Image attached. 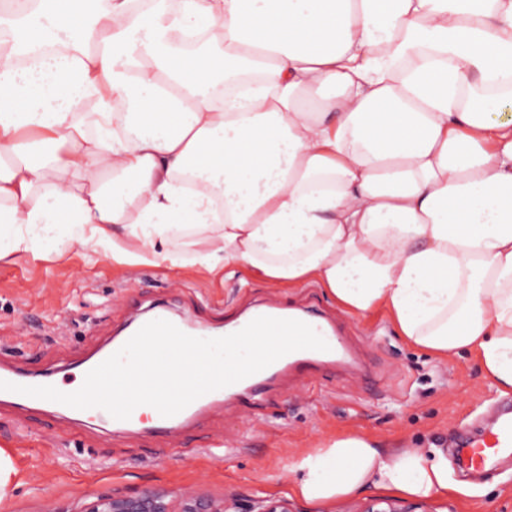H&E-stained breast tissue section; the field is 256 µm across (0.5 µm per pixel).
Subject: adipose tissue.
<instances>
[{"instance_id":"ef3b65f1","label":"adipose tissue","mask_w":512,"mask_h":512,"mask_svg":"<svg viewBox=\"0 0 512 512\" xmlns=\"http://www.w3.org/2000/svg\"><path fill=\"white\" fill-rule=\"evenodd\" d=\"M133 2L0 15V261L177 266L189 232L204 271L318 282L512 393V0ZM288 470L312 503L451 489L358 434Z\"/></svg>"}]
</instances>
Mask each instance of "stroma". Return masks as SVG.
<instances>
[{
  "mask_svg": "<svg viewBox=\"0 0 512 512\" xmlns=\"http://www.w3.org/2000/svg\"><path fill=\"white\" fill-rule=\"evenodd\" d=\"M165 303L186 326L221 327L255 306L310 308L340 324L358 360L374 363L367 385L351 368L322 369L273 387L261 406L236 400L176 439L116 434L108 422H73L57 407L0 409V448L18 471L0 512H79L112 490L162 489L221 500H287L291 512H362L396 492L370 487L328 503L291 490L292 456L328 435L354 432L380 448L450 454L463 427L480 425L498 404L474 354L443 361L406 342L383 313L354 318L316 283L273 288L241 269L213 273L191 261L129 268L71 248L45 260L0 263V365L31 372L63 365L110 341L131 320L132 300ZM474 493L418 499L419 512H512V460L476 477Z\"/></svg>",
  "mask_w": 512,
  "mask_h": 512,
  "instance_id": "1",
  "label": "stroma"
}]
</instances>
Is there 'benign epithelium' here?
<instances>
[{
  "instance_id": "1",
  "label": "benign epithelium",
  "mask_w": 512,
  "mask_h": 512,
  "mask_svg": "<svg viewBox=\"0 0 512 512\" xmlns=\"http://www.w3.org/2000/svg\"><path fill=\"white\" fill-rule=\"evenodd\" d=\"M82 512H290L288 502L280 499H267L256 511L244 508L234 502L227 504L206 495L184 493L176 499L166 492L144 489L139 492L123 493L114 491L93 497Z\"/></svg>"
}]
</instances>
